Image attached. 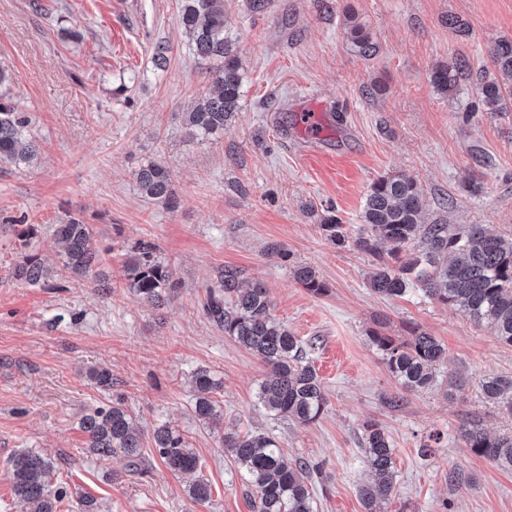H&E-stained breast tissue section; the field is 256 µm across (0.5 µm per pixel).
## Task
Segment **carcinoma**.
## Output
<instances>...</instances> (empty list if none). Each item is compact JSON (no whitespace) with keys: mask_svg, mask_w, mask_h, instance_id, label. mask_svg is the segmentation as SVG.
I'll use <instances>...</instances> for the list:
<instances>
[{"mask_svg":"<svg viewBox=\"0 0 512 512\" xmlns=\"http://www.w3.org/2000/svg\"><path fill=\"white\" fill-rule=\"evenodd\" d=\"M178 24L191 36V51L210 65L216 90L204 95L185 114V134L191 139H208L224 132L240 106L242 65L224 16V0H182ZM492 64L512 78V41L498 42L491 51ZM463 65L454 63L431 73L433 86L453 95L463 78ZM477 96L488 112L504 110L512 98V87L494 78L483 77ZM29 117L10 103L0 102V163L30 166L38 159L35 142L28 138ZM141 195L173 209L178 205L175 179L169 167L151 162L136 172ZM426 206L422 188L398 174L377 178L370 187L360 214L361 224L349 232L330 216L322 228L339 246L377 256L368 277L373 293L400 298L416 293L424 298L457 307L475 324L493 325L499 342L512 345V238L495 234L484 224H424ZM14 234L23 248L41 229L38 224H14ZM62 244L63 262L72 274L90 278L94 288H106L107 275L96 272L101 254L90 246L92 227L77 218L51 225ZM388 246L379 254L376 243ZM156 247L145 243L138 253L126 258L123 266L126 287L142 300L160 306L177 286L175 272L154 257ZM15 280L29 285L48 284L52 269L38 255L28 251L12 268ZM299 284L314 295L326 292L316 272L308 266L294 270ZM205 315L224 334L260 358L268 367L259 384L257 399L276 417L307 424L316 421L327 406L325 387L301 340L277 321L272 313L269 289L259 282L240 278L226 270L217 287L209 289L202 304ZM390 374L405 392H418L434 385V366L445 360L444 345L436 337L412 327L404 339L378 330L369 334ZM94 384L112 391V373L106 368L90 371ZM197 392L192 412L202 427L218 437L219 443L244 469L254 491L253 512H314L311 472L288 458L279 441L267 432H224V410L212 399L222 384L209 370L198 369L193 377ZM484 399L501 404L512 413V378L487 375L479 380ZM85 445L95 456H110L119 450L129 465L140 466L141 430L125 399L115 395L110 401L88 409L79 422ZM466 447L502 470H512V435L492 436L478 419L459 429ZM154 452L173 474H193L188 496L195 503L207 501L211 485L202 475L204 462L179 430L161 425L153 432ZM363 448L372 481L360 488L365 512H377L376 505L391 495L396 477L393 445L378 424L364 426ZM13 494L26 504L25 512H57L67 498L65 487L53 484L55 460L33 448L16 451Z\"/></svg>","mask_w":512,"mask_h":512,"instance_id":"cac0c4a2","label":"carcinoma"}]
</instances>
